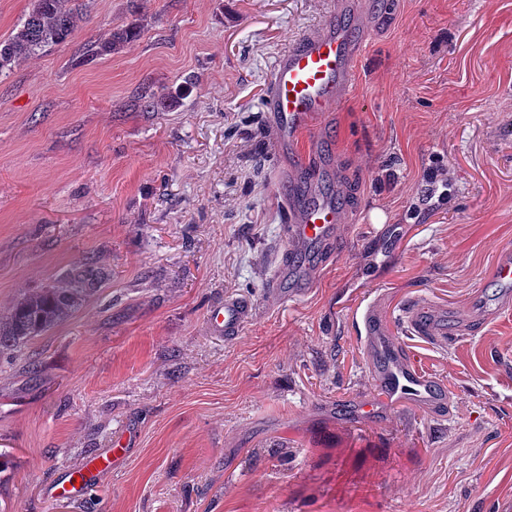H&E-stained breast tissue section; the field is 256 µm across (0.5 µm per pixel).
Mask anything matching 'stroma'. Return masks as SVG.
Instances as JSON below:
<instances>
[{
	"label": "stroma",
	"instance_id": "stroma-1",
	"mask_svg": "<svg viewBox=\"0 0 512 512\" xmlns=\"http://www.w3.org/2000/svg\"><path fill=\"white\" fill-rule=\"evenodd\" d=\"M68 42L0 74V315L93 263L96 290L0 360V512H512V311L467 329L512 248V0H367L353 91L299 137L348 221L314 288L268 294L288 249L264 90L332 0H85ZM137 22L118 52L88 45ZM161 110L133 107L141 93ZM256 314L234 338L206 312ZM446 305L408 348L439 417L373 393L356 319ZM132 432L82 496L55 483ZM254 303L247 298L225 295L207 312L211 334L218 339L237 337L255 316ZM400 318L406 325L409 338L447 349L448 312L436 305H427L416 299L409 301L401 310Z\"/></svg>",
	"mask_w": 512,
	"mask_h": 512
}]
</instances>
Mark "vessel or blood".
Instances as JSON below:
<instances>
[{
    "label": "vessel or blood",
    "instance_id": "obj_1",
    "mask_svg": "<svg viewBox=\"0 0 512 512\" xmlns=\"http://www.w3.org/2000/svg\"><path fill=\"white\" fill-rule=\"evenodd\" d=\"M355 0H339L330 18L280 56L272 67L266 103L270 111L277 154L296 166L303 188L288 196L285 226L288 249L285 265L275 274L271 292L283 301H295L314 287L319 272L332 256L333 243L345 222L338 203L317 193L316 186L327 172L320 156H302L298 139L320 115L341 106L352 90L356 64L367 40V29L355 28L349 20ZM493 277L502 289L497 299L476 293L474 315L483 320L512 307V251L502 250L493 267ZM256 313L254 303L236 295L225 296L207 312L211 334L219 339L238 336ZM400 318L411 338L435 347L448 346V314L437 306L409 301ZM370 356V379L377 399L356 408L358 414L376 418L378 399L411 401L438 410L447 401L445 387L423 370L405 345L394 336L385 319L366 309L356 320ZM129 433H122L110 451L93 460L94 472L112 467L129 447ZM88 485L85 473L75 472L54 486L59 498H75Z\"/></svg>",
    "mask_w": 512,
    "mask_h": 512
}]
</instances>
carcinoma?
Returning <instances> with one entry per match:
<instances>
[{"label":"carcinoma","mask_w":512,"mask_h":512,"mask_svg":"<svg viewBox=\"0 0 512 512\" xmlns=\"http://www.w3.org/2000/svg\"><path fill=\"white\" fill-rule=\"evenodd\" d=\"M79 6L74 0H33L22 26L6 39H0V74L20 61L70 39L76 29ZM139 36L135 23L114 32L95 44V56L107 55ZM96 277L87 265L62 286L33 291L20 298L9 312L0 316V355L10 353L34 337L65 321L95 290Z\"/></svg>","instance_id":"carcinoma-1"}]
</instances>
